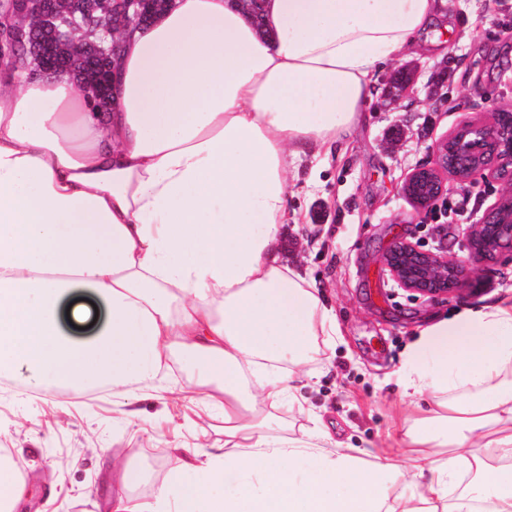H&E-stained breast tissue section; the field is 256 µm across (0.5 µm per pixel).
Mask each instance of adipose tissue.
<instances>
[{
  "mask_svg": "<svg viewBox=\"0 0 512 512\" xmlns=\"http://www.w3.org/2000/svg\"><path fill=\"white\" fill-rule=\"evenodd\" d=\"M438 0H174L118 35L109 109L67 72L0 59V377L111 388L137 417L172 359L179 398L224 417V445L174 446L152 502L112 512H512V301L438 320L402 366L426 401L401 445L336 440L297 405L317 339L337 332L283 263L290 168L362 124L374 74ZM108 318L78 340L63 303Z\"/></svg>",
  "mask_w": 512,
  "mask_h": 512,
  "instance_id": "adipose-tissue-1",
  "label": "adipose tissue"
}]
</instances>
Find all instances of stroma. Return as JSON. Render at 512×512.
Returning <instances> with one entry per match:
<instances>
[{
  "instance_id": "35a3bbf8",
  "label": "stroma",
  "mask_w": 512,
  "mask_h": 512,
  "mask_svg": "<svg viewBox=\"0 0 512 512\" xmlns=\"http://www.w3.org/2000/svg\"><path fill=\"white\" fill-rule=\"evenodd\" d=\"M512 106V0H445L439 17L376 74L366 119L340 148L297 162L288 191L299 220L283 225L282 257L321 293L336 317L335 340L320 337L302 391L338 440L374 452L395 447L405 420L422 410L402 394L400 368L410 344L433 322L512 296V255L477 265L457 297L426 300L397 288L381 256L404 237L450 259L469 261L467 230L498 197L494 182L473 209L446 206L466 188L445 179L428 209L404 195L407 175L434 162L433 147L460 122H491ZM111 393L57 395L27 371L0 380V448L30 486L16 512H109L118 490L108 463L130 455L143 479L130 492L152 501L167 480L176 431L198 445L224 443L219 412H193L178 400L136 402L139 418L118 420Z\"/></svg>"
}]
</instances>
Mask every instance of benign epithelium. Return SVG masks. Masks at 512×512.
Masks as SVG:
<instances>
[{
  "label": "benign epithelium",
  "instance_id": "obj_1",
  "mask_svg": "<svg viewBox=\"0 0 512 512\" xmlns=\"http://www.w3.org/2000/svg\"><path fill=\"white\" fill-rule=\"evenodd\" d=\"M28 14L37 21L54 22L60 12L56 0H27ZM151 0H99L113 21L137 28L150 10ZM489 125L463 121L433 149L435 163L413 170L403 193L418 208L429 207L442 196L444 176L464 182L476 176L501 185L497 200L468 232L470 257L492 262L512 252V113L496 107ZM382 265L398 287L424 298L459 295L473 273L463 263L439 251L423 250L403 238L394 240L382 255Z\"/></svg>",
  "mask_w": 512,
  "mask_h": 512
}]
</instances>
